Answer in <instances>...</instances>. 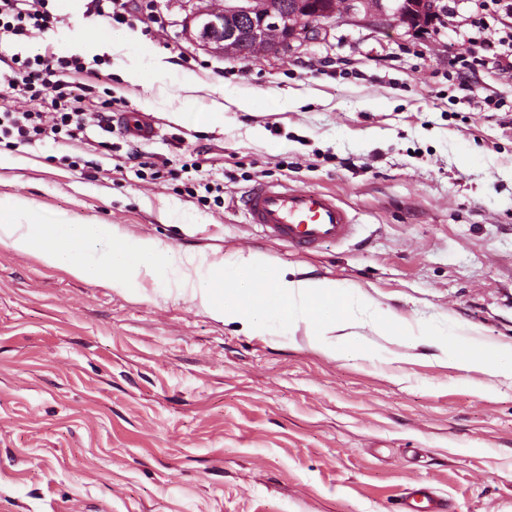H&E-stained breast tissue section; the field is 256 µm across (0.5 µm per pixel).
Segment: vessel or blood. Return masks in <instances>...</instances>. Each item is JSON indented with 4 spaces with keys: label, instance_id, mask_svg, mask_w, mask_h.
Returning <instances> with one entry per match:
<instances>
[{
    "label": "vessel or blood",
    "instance_id": "vessel-or-blood-1",
    "mask_svg": "<svg viewBox=\"0 0 512 512\" xmlns=\"http://www.w3.org/2000/svg\"><path fill=\"white\" fill-rule=\"evenodd\" d=\"M125 134L149 141L158 133L148 119L123 115ZM242 205L248 223L271 240L298 250H317L351 238L354 219L335 196L301 190L285 183L262 182L245 192Z\"/></svg>",
    "mask_w": 512,
    "mask_h": 512
}]
</instances>
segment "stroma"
<instances>
[{"mask_svg":"<svg viewBox=\"0 0 512 512\" xmlns=\"http://www.w3.org/2000/svg\"><path fill=\"white\" fill-rule=\"evenodd\" d=\"M436 2L423 31L342 13L306 45L241 61L186 39L191 0H129L124 32L175 72L133 84L114 56L83 58L85 139L0 143V198L215 261L258 253L512 352V75L459 81L476 6ZM49 8L54 27L0 56L55 54L102 22ZM110 97L124 112L155 101L139 159L98 126ZM277 181L335 195L351 239L268 240L240 196ZM359 333L370 357L334 358L305 324L251 333L168 299L165 281L134 295L0 244V512H401L421 485L446 512H512V377Z\"/></svg>","mask_w":512,"mask_h":512,"instance_id":"35a3bbf8","label":"stroma"}]
</instances>
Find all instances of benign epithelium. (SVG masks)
<instances>
[{"label": "benign epithelium", "mask_w": 512, "mask_h": 512, "mask_svg": "<svg viewBox=\"0 0 512 512\" xmlns=\"http://www.w3.org/2000/svg\"><path fill=\"white\" fill-rule=\"evenodd\" d=\"M329 0H209L189 14L186 34L196 45L218 58L241 59L242 49L252 45L264 53L275 54L295 43L305 44L324 30L325 22L336 12ZM348 14L367 18H399L396 0H352ZM277 34L267 42L266 35Z\"/></svg>", "instance_id": "benign-epithelium-1"}]
</instances>
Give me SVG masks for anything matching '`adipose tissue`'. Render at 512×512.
<instances>
[{
    "instance_id": "ef3b65f1",
    "label": "adipose tissue",
    "mask_w": 512,
    "mask_h": 512,
    "mask_svg": "<svg viewBox=\"0 0 512 512\" xmlns=\"http://www.w3.org/2000/svg\"><path fill=\"white\" fill-rule=\"evenodd\" d=\"M0 244L36 255L79 280L113 288L136 290L140 278L166 279L177 297L255 333L306 323L316 347L333 357L361 354L354 329L365 323L391 336L409 334L391 312L368 298L348 295L336 281L287 277L257 254L217 262L201 252L163 249L149 238L125 237L114 224H77L66 218L49 224L39 208L21 198L0 199ZM427 335L457 366L512 374V355L475 341L449 343L433 329Z\"/></svg>"
}]
</instances>
